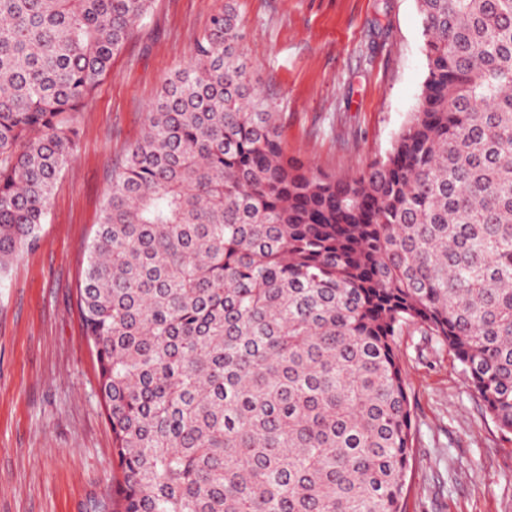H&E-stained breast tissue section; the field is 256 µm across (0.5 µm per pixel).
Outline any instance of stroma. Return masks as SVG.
<instances>
[{
	"label": "stroma",
	"instance_id": "1",
	"mask_svg": "<svg viewBox=\"0 0 512 512\" xmlns=\"http://www.w3.org/2000/svg\"><path fill=\"white\" fill-rule=\"evenodd\" d=\"M256 88L288 155L352 175L384 156L426 74L415 0H237ZM224 0H153L78 115L35 248L0 288V512H111L120 476L77 286L112 170ZM413 422L407 512H512V440L448 348L399 337Z\"/></svg>",
	"mask_w": 512,
	"mask_h": 512
}]
</instances>
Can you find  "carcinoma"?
Wrapping results in <instances>:
<instances>
[{
	"mask_svg": "<svg viewBox=\"0 0 512 512\" xmlns=\"http://www.w3.org/2000/svg\"><path fill=\"white\" fill-rule=\"evenodd\" d=\"M416 4V112L353 175L285 152L236 0L164 80L79 285L115 512H405L411 325L512 434V0ZM151 5L0 0V283Z\"/></svg>",
	"mask_w": 512,
	"mask_h": 512,
	"instance_id": "cac0c4a2",
	"label": "carcinoma"
}]
</instances>
